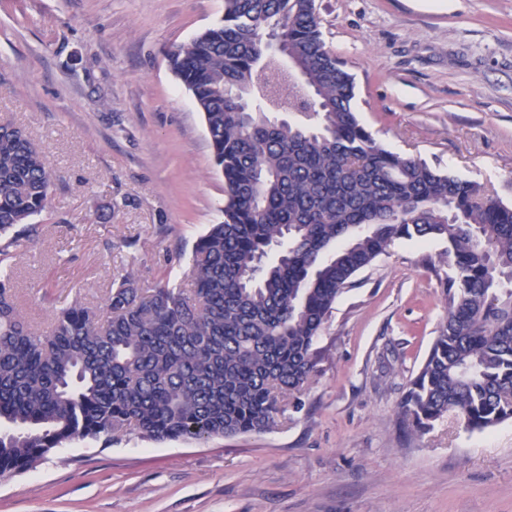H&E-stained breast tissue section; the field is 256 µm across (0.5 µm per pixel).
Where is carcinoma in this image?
I'll list each match as a JSON object with an SVG mask.
<instances>
[{
    "instance_id": "1",
    "label": "carcinoma",
    "mask_w": 512,
    "mask_h": 512,
    "mask_svg": "<svg viewBox=\"0 0 512 512\" xmlns=\"http://www.w3.org/2000/svg\"><path fill=\"white\" fill-rule=\"evenodd\" d=\"M271 26L301 70L280 102L296 123L261 100L245 106L262 65L273 93L284 76L264 39ZM169 62L203 114L224 220L193 248L191 287L145 292L126 275L106 295L111 316L72 303L46 335L10 299L17 240L0 247V475L76 440L273 429L282 398L316 372L319 332L353 277L414 236L446 241L453 275L401 424L424 434L454 412L482 432L512 420V206L372 137L315 0H224L222 24ZM50 186L38 148L0 127V235L40 215Z\"/></svg>"
}]
</instances>
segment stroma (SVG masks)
Listing matches in <instances>:
<instances>
[{
	"label": "stroma",
	"mask_w": 512,
	"mask_h": 512,
	"mask_svg": "<svg viewBox=\"0 0 512 512\" xmlns=\"http://www.w3.org/2000/svg\"><path fill=\"white\" fill-rule=\"evenodd\" d=\"M326 46L388 150L512 205V0H316ZM224 0H0V125L52 174L14 227L13 299L47 332L113 283L184 280L222 219L224 177L169 55ZM448 245L399 239L359 271L316 341L307 390L259 434L77 441L0 476V512H512V420L398 428V403L446 315Z\"/></svg>",
	"instance_id": "1"
}]
</instances>
